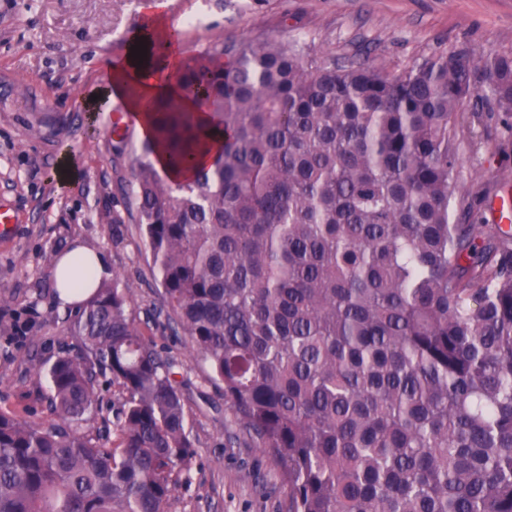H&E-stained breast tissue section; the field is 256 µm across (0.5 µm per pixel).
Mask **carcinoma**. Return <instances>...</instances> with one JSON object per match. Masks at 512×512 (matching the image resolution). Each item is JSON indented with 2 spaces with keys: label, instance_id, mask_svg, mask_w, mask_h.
<instances>
[{
  "label": "carcinoma",
  "instance_id": "obj_1",
  "mask_svg": "<svg viewBox=\"0 0 512 512\" xmlns=\"http://www.w3.org/2000/svg\"><path fill=\"white\" fill-rule=\"evenodd\" d=\"M177 71L144 154L121 137L113 162L162 304L285 512H512V234L477 247L456 125L474 97L512 112V54L392 77L256 37ZM54 323L77 347L36 369L49 421L0 408V512H165L194 458L176 361L119 274Z\"/></svg>",
  "mask_w": 512,
  "mask_h": 512
}]
</instances>
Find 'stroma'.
I'll use <instances>...</instances> for the list:
<instances>
[{"label":"stroma","mask_w":512,"mask_h":512,"mask_svg":"<svg viewBox=\"0 0 512 512\" xmlns=\"http://www.w3.org/2000/svg\"><path fill=\"white\" fill-rule=\"evenodd\" d=\"M161 30H184L176 56H205L216 37L231 43L288 37L312 54L363 62L393 75L451 49L512 53V0H0V206L16 216L0 238V402L48 418V385L35 372L71 347L54 328L55 299L45 253L80 244L133 285L138 311L160 305L163 289L122 196L129 170L112 163L113 100L86 114L105 91L107 70L120 64L148 4ZM204 14L203 27L188 26ZM41 136H31V128ZM459 178L474 185L473 222L490 240V201L512 186V117L475 98L458 116ZM113 215L99 223L98 213ZM145 333L177 363L195 457L189 482L178 484L168 512H283L288 488L280 469L236 431L221 389L195 357L189 336L160 315Z\"/></svg>","instance_id":"obj_1"}]
</instances>
